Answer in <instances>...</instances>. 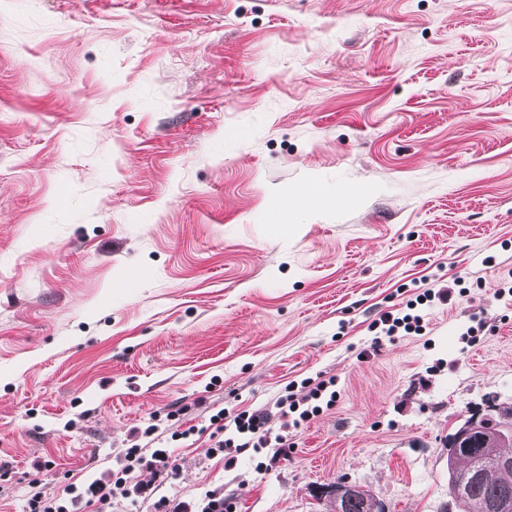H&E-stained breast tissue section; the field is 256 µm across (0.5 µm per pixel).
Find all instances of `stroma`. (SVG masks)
<instances>
[{"label":"stroma","instance_id":"stroma-1","mask_svg":"<svg viewBox=\"0 0 512 512\" xmlns=\"http://www.w3.org/2000/svg\"><path fill=\"white\" fill-rule=\"evenodd\" d=\"M310 186L345 201L268 223ZM511 276L512 0H0V512L154 416L176 469L112 512H446L449 435L512 404ZM320 376L288 455L171 438ZM424 319L422 315H411L409 313L400 316L399 313L394 314L392 311L386 312L380 316V318L373 323L372 330L377 332V336L374 338L373 344L379 342L378 336H395L396 333L402 329L406 334L417 333L423 330ZM376 504H378L377 512H385L383 511L385 508L379 505L367 491L361 490L359 493L347 497V499H342L339 505H336V508L339 506L340 512H369Z\"/></svg>","mask_w":512,"mask_h":512}]
</instances>
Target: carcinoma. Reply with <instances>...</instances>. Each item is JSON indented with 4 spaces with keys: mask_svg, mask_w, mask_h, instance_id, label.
Returning <instances> with one entry per match:
<instances>
[{
    "mask_svg": "<svg viewBox=\"0 0 512 512\" xmlns=\"http://www.w3.org/2000/svg\"><path fill=\"white\" fill-rule=\"evenodd\" d=\"M500 414L480 419L466 438L468 445L448 449V490L456 512H497L503 498L512 501V454L502 448L511 444L496 437ZM383 512L384 507L365 490L339 503L341 512Z\"/></svg>",
    "mask_w": 512,
    "mask_h": 512,
    "instance_id": "cac0c4a2",
    "label": "carcinoma"
}]
</instances>
